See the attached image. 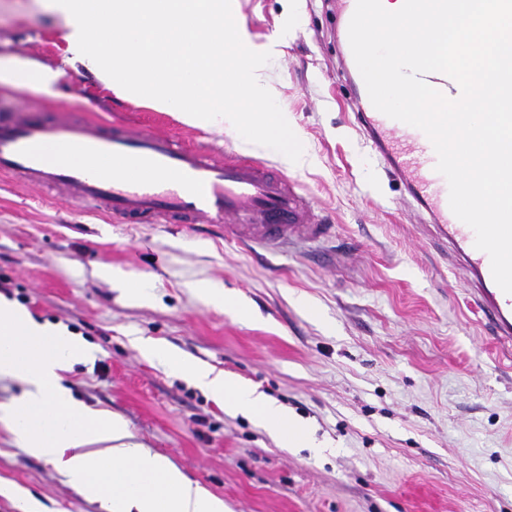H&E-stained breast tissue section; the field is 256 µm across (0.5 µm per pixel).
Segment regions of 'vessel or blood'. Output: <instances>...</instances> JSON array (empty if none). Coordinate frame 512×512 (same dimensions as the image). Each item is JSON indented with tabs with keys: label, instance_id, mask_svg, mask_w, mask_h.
<instances>
[{
	"label": "vessel or blood",
	"instance_id": "obj_1",
	"mask_svg": "<svg viewBox=\"0 0 512 512\" xmlns=\"http://www.w3.org/2000/svg\"><path fill=\"white\" fill-rule=\"evenodd\" d=\"M356 0H336V32L348 42ZM357 119L378 155L397 173L403 193L432 228L435 240L464 261L470 299L496 344L512 349V294L494 281L489 255L449 205L437 155L418 128L378 111L358 97ZM129 168L142 177L126 176ZM0 174L56 191L74 204L126 224H219L250 248H286L328 240L333 227L299 193L293 175L271 171L263 160L240 154L213 158L202 146L149 130L132 132L74 113L47 121L24 113L0 114Z\"/></svg>",
	"mask_w": 512,
	"mask_h": 512
}]
</instances>
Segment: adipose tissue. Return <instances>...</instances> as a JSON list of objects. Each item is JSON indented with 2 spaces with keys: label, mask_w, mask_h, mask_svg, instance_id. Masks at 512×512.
I'll list each match as a JSON object with an SVG mask.
<instances>
[{
  "label": "adipose tissue",
  "mask_w": 512,
  "mask_h": 512,
  "mask_svg": "<svg viewBox=\"0 0 512 512\" xmlns=\"http://www.w3.org/2000/svg\"><path fill=\"white\" fill-rule=\"evenodd\" d=\"M54 22L61 66L18 54L0 55V87L51 92L65 66L77 65L117 97L177 113L189 125L227 124L251 133L284 162L304 165L288 135V116L270 108L273 88L252 50L233 69L224 64V39L249 42L245 28L225 29L224 0H32ZM255 106L228 112L229 95ZM136 343L154 361L194 384L225 407L269 429L289 448L311 447L306 429L252 386L224 372L189 362L151 340ZM84 342L37 322L19 305L0 303V377L25 384L8 417L29 454L60 467L105 512H224V502L185 478L167 458L130 440L112 413L76 402L62 373L83 354Z\"/></svg>",
  "instance_id": "1"
}]
</instances>
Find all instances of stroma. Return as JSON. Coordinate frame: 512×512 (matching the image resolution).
Listing matches in <instances>:
<instances>
[{
    "mask_svg": "<svg viewBox=\"0 0 512 512\" xmlns=\"http://www.w3.org/2000/svg\"><path fill=\"white\" fill-rule=\"evenodd\" d=\"M268 52L274 107L309 162L293 173L335 226L322 245L255 256L219 233L121 224L0 177V277L35 320L77 326L88 358L64 372L78 402L122 418L226 512H512V357L469 301V275L426 239L395 176L357 130L336 43V0H233ZM53 23L0 9V54L56 65ZM12 112L76 109L168 133L217 156L284 162L241 129L204 130L118 98L66 67L49 93L0 88ZM144 279L148 299L125 283ZM222 290L243 312L209 302ZM239 376L308 429L284 448L263 427L153 362L135 338ZM0 485L46 512H104L0 423Z\"/></svg>",
    "mask_w": 512,
    "mask_h": 512,
    "instance_id": "obj_1",
    "label": "stroma"
}]
</instances>
